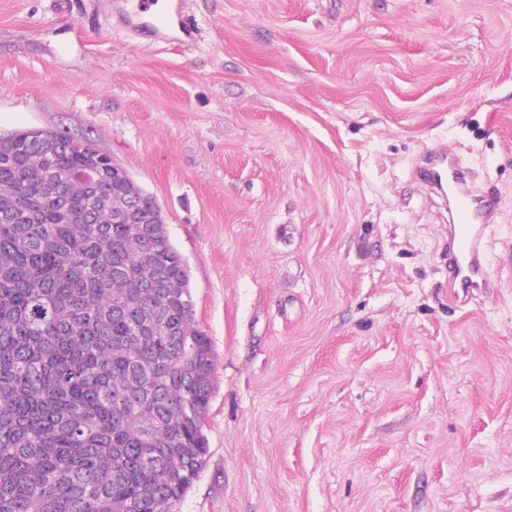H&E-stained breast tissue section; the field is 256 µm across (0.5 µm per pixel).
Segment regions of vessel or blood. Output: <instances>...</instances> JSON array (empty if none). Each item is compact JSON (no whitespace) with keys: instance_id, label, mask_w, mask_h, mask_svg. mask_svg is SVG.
<instances>
[{"instance_id":"obj_1","label":"vessel or blood","mask_w":512,"mask_h":512,"mask_svg":"<svg viewBox=\"0 0 512 512\" xmlns=\"http://www.w3.org/2000/svg\"><path fill=\"white\" fill-rule=\"evenodd\" d=\"M156 0H138L140 13L146 14L148 29L157 34L168 33L178 26L181 41L192 39L195 28L185 19L171 22L167 14L155 8ZM419 179L430 186L447 184L453 195L448 205V292L459 303L485 293L490 286L486 268L488 241L486 229L493 222L499 206L497 198L475 190L470 175L458 156L450 151L424 153L417 165Z\"/></svg>"}]
</instances>
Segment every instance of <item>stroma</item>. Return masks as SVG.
Wrapping results in <instances>:
<instances>
[{"label":"stroma","instance_id":"obj_1","mask_svg":"<svg viewBox=\"0 0 512 512\" xmlns=\"http://www.w3.org/2000/svg\"><path fill=\"white\" fill-rule=\"evenodd\" d=\"M0 0V133L91 143L159 205L214 352L176 512H512V0ZM459 154L495 283L448 297ZM158 0H138V9L142 14H146L148 21L144 22L145 27L153 31L156 35L167 34L171 27V20L165 13H160L152 7L157 6Z\"/></svg>","mask_w":512,"mask_h":512}]
</instances>
